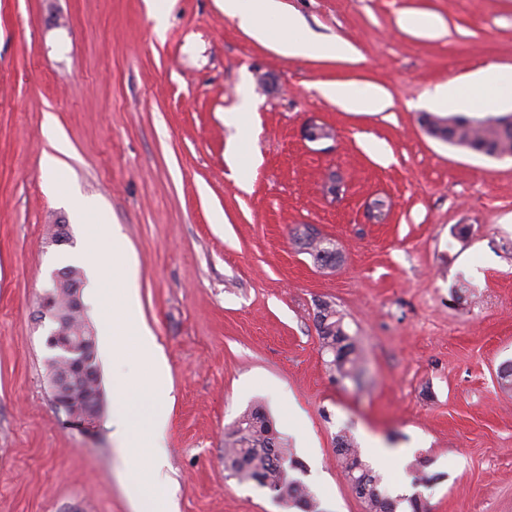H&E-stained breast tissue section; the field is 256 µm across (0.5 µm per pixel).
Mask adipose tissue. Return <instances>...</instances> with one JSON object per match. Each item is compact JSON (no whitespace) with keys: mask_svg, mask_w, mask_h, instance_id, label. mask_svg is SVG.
Here are the masks:
<instances>
[{"mask_svg":"<svg viewBox=\"0 0 512 512\" xmlns=\"http://www.w3.org/2000/svg\"><path fill=\"white\" fill-rule=\"evenodd\" d=\"M222 7L225 15L237 20L243 31L283 54L336 59L351 52L345 42L324 40L305 31L301 18L284 10L280 0H223ZM510 92L512 71L495 69L467 88L450 84L436 88L432 96L448 108L463 109ZM322 93L353 112H376L387 105L383 94L370 85L326 84ZM69 205L77 223L87 225L89 229L84 255L88 260L92 284H99L105 267L98 257L109 241V226L94 201L74 195L70 197ZM112 264L119 267L120 274L113 279L109 295L101 301L102 313L109 323L112 358L117 361L132 356L141 367V374L134 381L115 379L112 396L118 405L136 400L150 409L146 421L148 439L138 446L142 462L140 477L148 487L164 480L167 413L162 403L170 394L168 370L154 345L150 328L137 313L138 271L135 264L119 251L113 252Z\"/></svg>","mask_w":512,"mask_h":512,"instance_id":"1","label":"adipose tissue"}]
</instances>
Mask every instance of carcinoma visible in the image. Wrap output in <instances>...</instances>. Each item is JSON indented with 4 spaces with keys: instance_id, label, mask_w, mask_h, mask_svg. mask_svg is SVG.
Listing matches in <instances>:
<instances>
[{
    "instance_id": "carcinoma-1",
    "label": "carcinoma",
    "mask_w": 512,
    "mask_h": 512,
    "mask_svg": "<svg viewBox=\"0 0 512 512\" xmlns=\"http://www.w3.org/2000/svg\"><path fill=\"white\" fill-rule=\"evenodd\" d=\"M452 119L454 126L446 130L449 144H464L486 156L512 151V132L503 130L498 123L462 114ZM68 315L70 335L88 338L90 331L85 321L73 311H68ZM317 326L321 347L332 354L329 365L342 378L358 377L359 359L355 343L345 330L343 317L329 306ZM264 414L262 407L254 406L239 415L225 441L224 470L240 482L264 480L278 488L288 505L302 512H319L310 489L297 477L304 473L303 464L293 456L286 440L266 421ZM336 455L352 490L366 503L368 512H397L399 500L380 489L379 480L347 436H337Z\"/></svg>"
}]
</instances>
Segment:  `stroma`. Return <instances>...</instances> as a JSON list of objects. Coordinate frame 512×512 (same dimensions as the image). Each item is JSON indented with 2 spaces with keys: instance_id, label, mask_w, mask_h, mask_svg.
<instances>
[{
  "instance_id": "stroma-1",
  "label": "stroma",
  "mask_w": 512,
  "mask_h": 512,
  "mask_svg": "<svg viewBox=\"0 0 512 512\" xmlns=\"http://www.w3.org/2000/svg\"><path fill=\"white\" fill-rule=\"evenodd\" d=\"M348 59L286 57L254 40L218 0H0V512H133L136 451L112 437V376L132 375L103 344L84 284L106 402L72 423L53 400L36 321L54 270L85 230L65 195L94 198L138 271V311L170 371L167 483L175 512H292L224 470V440L259 405L305 466L321 512H367L336 456L365 435L422 462L401 478L431 512H512V161L426 134L447 114L432 90L512 70V0H281ZM438 20L437 35L405 27ZM326 82L377 85L379 112H347ZM253 100L255 137L228 118ZM335 138L304 139L309 119ZM67 151L64 190L42 157ZM245 149L252 163L238 169ZM338 194L327 191L330 177ZM248 188H241V181ZM391 203L375 223L368 203ZM70 243L51 244L57 221ZM315 225L342 258L320 269L297 239ZM355 337L363 386L337 380L317 301ZM292 400L299 424L281 405Z\"/></svg>"
}]
</instances>
